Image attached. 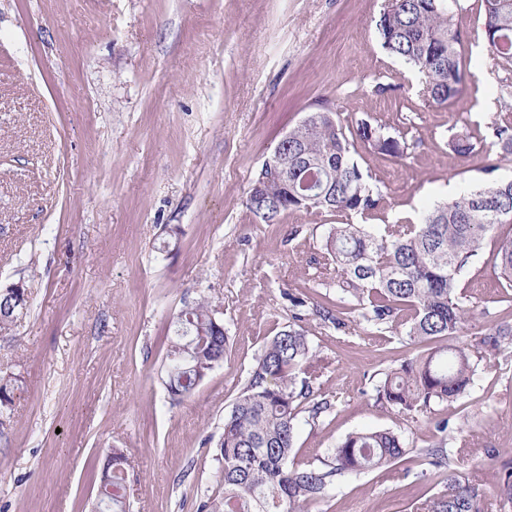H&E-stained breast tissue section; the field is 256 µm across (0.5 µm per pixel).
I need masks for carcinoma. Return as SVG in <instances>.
<instances>
[{
	"label": "carcinoma",
	"instance_id": "obj_1",
	"mask_svg": "<svg viewBox=\"0 0 512 512\" xmlns=\"http://www.w3.org/2000/svg\"><path fill=\"white\" fill-rule=\"evenodd\" d=\"M483 42L488 58L512 65V0H481ZM463 0H391L374 20L382 48L415 70L422 94L439 106L463 90L465 61L456 51L460 31L455 16ZM390 157L408 159V143L382 126L359 121L350 128L335 113L318 109L278 143L281 156L268 158L245 199L262 223L276 224L287 210L330 212L344 218L321 241V287L336 289V299L288 296L294 308H308L319 327L359 329L367 336L387 332L406 336L416 351L383 373L374 386L375 402L405 418L427 413L434 441L422 451L433 470L428 478L447 491L420 503L422 512H486L476 485L448 472V407L471 396L480 364L512 348V295L504 293L499 319L468 333L477 297L461 283L476 267L488 234L512 224V178L464 192L427 210L417 224H356L353 217L379 209L382 188L354 161L356 143ZM476 148L460 134L450 149L464 163L483 153L512 162V117L497 115L486 124ZM265 192L257 193V187ZM500 285L512 288V234L495 240ZM23 313L15 296L0 294V331ZM206 300L182 308L175 338L165 355L166 389L171 399L191 396L227 355L229 337L214 322ZM262 346L256 364L240 388L216 443L224 492L200 503V512H309L332 498L334 479L345 473L395 465L408 454L405 438L389 429L347 434L315 463L291 459L300 419L317 424L335 415L333 402L316 386L329 367L313 345L302 315ZM17 379L0 377V410L13 403ZM126 457L112 449L107 467L112 482L101 486L103 512H126ZM497 496L512 503V465L503 464Z\"/></svg>",
	"mask_w": 512,
	"mask_h": 512
}]
</instances>
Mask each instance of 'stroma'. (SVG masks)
Here are the masks:
<instances>
[{
  "mask_svg": "<svg viewBox=\"0 0 512 512\" xmlns=\"http://www.w3.org/2000/svg\"><path fill=\"white\" fill-rule=\"evenodd\" d=\"M465 4V90L437 107L375 34L388 0H0V288L28 295L0 343V376L21 384L0 412V512H93L114 448L130 512H197L215 493L224 416L264 341L291 322L290 296L315 295L320 239L337 221L288 211L264 224L244 205L306 112L409 144L402 165L356 146L386 191L368 224L419 221L450 190L512 175V163L483 172L449 148L512 114V66L487 58L481 2ZM173 229L177 248L161 250ZM203 298L229 355L175 402L163 367L172 319ZM313 340L339 412L300 424L297 459L326 457L357 430L403 431L416 453L430 442L426 416L408 422L372 399L380 372L412 353L403 336L352 349L332 329ZM449 420L471 443L449 450V472L485 492L488 512H512L495 497L512 459V355ZM421 471L412 460L337 477L327 508L418 512Z\"/></svg>",
  "mask_w": 512,
  "mask_h": 512,
  "instance_id": "stroma-1",
  "label": "stroma"
}]
</instances>
